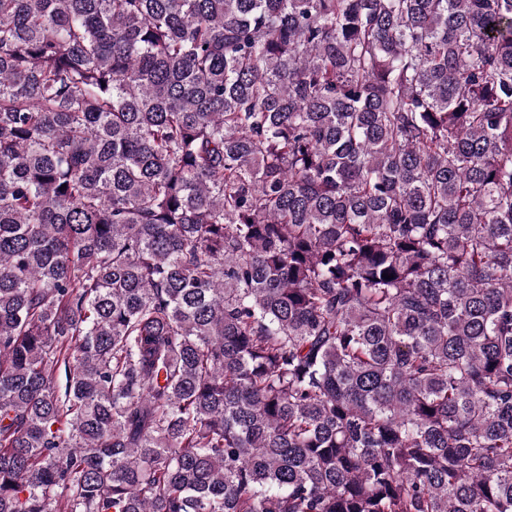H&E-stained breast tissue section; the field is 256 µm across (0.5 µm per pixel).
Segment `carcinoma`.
<instances>
[{"label": "carcinoma", "mask_w": 512, "mask_h": 512, "mask_svg": "<svg viewBox=\"0 0 512 512\" xmlns=\"http://www.w3.org/2000/svg\"><path fill=\"white\" fill-rule=\"evenodd\" d=\"M0 512H512V0H0Z\"/></svg>", "instance_id": "obj_1"}]
</instances>
